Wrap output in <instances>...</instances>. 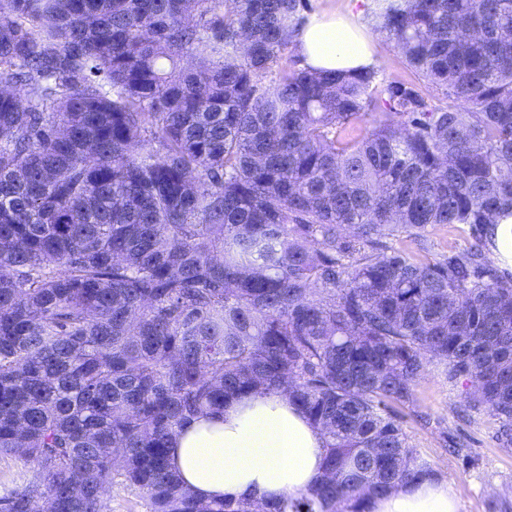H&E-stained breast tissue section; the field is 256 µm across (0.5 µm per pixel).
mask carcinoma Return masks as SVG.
Here are the masks:
<instances>
[{
  "mask_svg": "<svg viewBox=\"0 0 512 512\" xmlns=\"http://www.w3.org/2000/svg\"><path fill=\"white\" fill-rule=\"evenodd\" d=\"M307 0H0V512H365L436 472L393 410L427 361L512 445V0H373L441 90L273 68ZM22 85L27 99L11 92ZM468 228L433 261L396 248ZM288 395L322 474L268 508L171 463L191 419ZM28 470V466L16 457H0V489L19 485ZM110 512H150L151 506L146 497L130 489L120 479L112 483L105 495Z\"/></svg>",
  "mask_w": 512,
  "mask_h": 512,
  "instance_id": "cac0c4a2",
  "label": "carcinoma"
}]
</instances>
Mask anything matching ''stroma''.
Here are the masks:
<instances>
[{
    "label": "stroma",
    "mask_w": 512,
    "mask_h": 512,
    "mask_svg": "<svg viewBox=\"0 0 512 512\" xmlns=\"http://www.w3.org/2000/svg\"><path fill=\"white\" fill-rule=\"evenodd\" d=\"M374 68L385 80L411 83L426 97L439 92L408 69L387 35L370 33ZM466 230L427 228L420 239H396L397 247L435 260L468 247ZM461 386L448 383L437 364L415 388L413 406L398 407L410 446L448 483L459 512H512V447L500 436V424L486 412L459 415Z\"/></svg>",
    "instance_id": "35a3bbf8"
}]
</instances>
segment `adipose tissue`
<instances>
[{"label":"adipose tissue","instance_id":"ef3b65f1","mask_svg":"<svg viewBox=\"0 0 512 512\" xmlns=\"http://www.w3.org/2000/svg\"><path fill=\"white\" fill-rule=\"evenodd\" d=\"M302 68L358 74L374 64L352 14L312 16L294 38ZM320 431L278 392L229 401L223 412L191 420L175 435L172 464L202 498L271 503L306 492L323 469ZM367 512H458L447 483L417 480L370 496Z\"/></svg>","mask_w":512,"mask_h":512}]
</instances>
